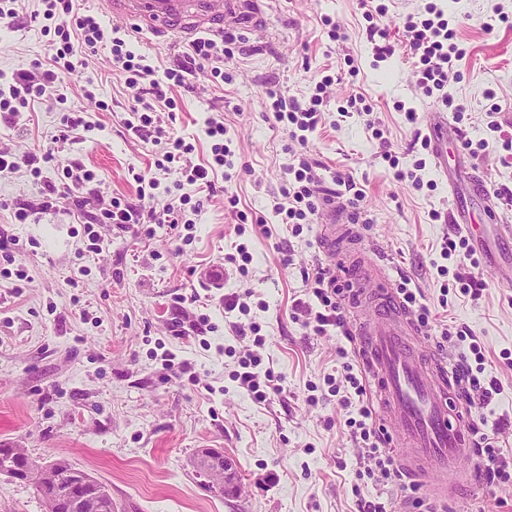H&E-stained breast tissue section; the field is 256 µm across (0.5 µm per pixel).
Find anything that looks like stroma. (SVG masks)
I'll return each instance as SVG.
<instances>
[{
	"label": "stroma",
	"instance_id": "stroma-1",
	"mask_svg": "<svg viewBox=\"0 0 512 512\" xmlns=\"http://www.w3.org/2000/svg\"><path fill=\"white\" fill-rule=\"evenodd\" d=\"M425 0H392L378 18L389 31L393 56L377 63L367 37L363 0H271L262 31H238L233 58L225 60L223 82L196 71L179 89L182 107L160 113L162 126L195 145L194 160L210 145L206 120L215 119L234 135V148L249 174L217 182L203 200L192 243L176 241L167 225L145 239L99 226L100 253L86 250L87 238L71 199L51 210L40 208L45 181L27 169L0 176V234L19 237L15 268L25 281L0 278V448L19 446L37 462L64 458L111 491L123 512H357V497L397 501L395 486L368 484L354 491L353 466L360 449L345 425L346 412L330 396L323 377L336 371L344 335L317 336L294 320L295 304L307 300L304 278L317 261L315 225L292 236L279 224L274 207L295 154L319 166L325 186L343 173L365 192L370 221L361 230L378 240L401 278L418 288L430 310L424 342L438 358L456 360L454 345H441L442 330L469 328L486 356L485 375L499 393L492 408L500 444L512 448V292L498 288L484 267L471 271L479 288L472 298L442 291L434 267L445 238L459 233L444 217L454 207H474L469 190L479 170L495 197L512 193V0H441L456 20L457 41L465 50L448 93L466 105L455 121L459 154L453 184L439 181L434 160L416 143L427 135L425 115L436 106L417 85L405 50L404 22ZM35 0H22L19 28L0 30V73L17 74L48 63L46 39L29 15ZM330 16L342 37L330 40L322 23ZM107 27L126 33L131 50L152 65L177 64L184 49L157 41L149 32L102 17ZM357 77L343 74L346 62ZM338 74L327 90V105L306 145L290 144L288 133L267 110L271 91L308 102L322 73ZM94 83V99L84 89ZM372 103L382 137H374L364 117H340L351 95ZM106 101L108 110L97 107ZM134 93L113 69L108 51L89 57L87 67L65 77L57 92L27 112L13 137L0 146L16 153L53 146L64 109L87 112L93 129L83 140L57 146V159H76L94 170L103 199L137 202L134 172L160 183L154 207L168 203L167 186L176 171L155 166V148L127 131L124 119ZM419 119L408 124L403 107ZM399 157L403 170L418 159L426 167L424 188L397 179L384 159ZM240 200L224 206L225 192ZM30 211L16 223L15 208ZM246 233L236 236L237 224ZM253 256L247 275L225 267L235 242ZM290 264H283L284 252ZM224 267V280L208 273ZM77 278L70 287L69 278ZM246 295L249 315L224 311L225 295ZM207 314L204 328L191 313ZM257 321L266 341L261 354L282 378L284 391L268 404L252 400L233 382L248 339L239 328ZM173 353L190 377L169 376L162 361ZM205 448L222 451L236 468L239 493L211 492L192 461ZM446 512H512V486L476 487L445 503ZM0 512H44L32 484L0 475Z\"/></svg>",
	"mask_w": 512,
	"mask_h": 512
}]
</instances>
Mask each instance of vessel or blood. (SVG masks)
<instances>
[{
	"mask_svg": "<svg viewBox=\"0 0 512 512\" xmlns=\"http://www.w3.org/2000/svg\"><path fill=\"white\" fill-rule=\"evenodd\" d=\"M97 4L134 27L188 43L204 32L255 30L265 22V0H97ZM429 140L440 175H448L447 113H431ZM471 189L486 202L483 216L457 208L451 212L452 223L476 252H485L494 241L512 246V225L498 216L480 175H473ZM318 229L327 268L357 280L364 295L355 347L366 371L380 382L377 397L383 427L398 438L401 461L432 496L456 494L474 481L476 464L465 426L453 408L446 363L425 355L420 332L395 291L379 244L352 236L346 216L331 200L322 205Z\"/></svg>",
	"mask_w": 512,
	"mask_h": 512,
	"instance_id": "vessel-or-blood-1",
	"label": "vessel or blood"
}]
</instances>
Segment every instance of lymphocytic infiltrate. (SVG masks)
I'll return each instance as SVG.
<instances>
[{
	"label": "lymphocytic infiltrate",
	"mask_w": 512,
	"mask_h": 512,
	"mask_svg": "<svg viewBox=\"0 0 512 512\" xmlns=\"http://www.w3.org/2000/svg\"><path fill=\"white\" fill-rule=\"evenodd\" d=\"M38 2L39 6L30 18L39 24L41 33L48 38L51 67L44 70L36 64L31 71L13 75L11 80L5 82L0 81V121L6 127H16L31 103L52 91L64 75L85 67L89 56L106 49L112 56L113 67L124 76L126 86L145 89L144 95L137 97L125 120L127 130L156 146L157 169L165 170L173 164L180 175L179 182L174 185V197L163 208L152 205L158 180L138 173L134 176L140 188L138 203L131 204L115 197L107 207L93 212L88 210L87 205L90 198L99 194L98 176L94 170L72 160L57 165L58 182L48 185L44 208L55 207L60 190L71 193L75 206L83 211L84 234L89 241L87 249L95 253L103 248V241L94 230L98 224H110L123 232L133 229L147 238L154 235L155 227L159 224L169 225L174 231L182 226L191 227L188 213H200L202 194L213 192L219 175L235 166L233 140L227 127L220 122H208L206 135L210 152L202 162H192L194 145L170 134L153 118L154 113L177 109L178 102L173 90L185 87L183 70L169 68L165 70L163 79H155V68L148 64L146 56L129 49L124 38L112 35L82 0ZM405 32V46L414 61L419 88L426 96L437 97L456 114H463L465 105L455 103L446 91L448 75L464 55L457 43L453 24L434 0H427L423 9L408 16ZM235 41V36L230 33L218 40L197 38L184 53L186 62L200 69L209 68L212 78H223L220 64L224 58L232 56ZM333 82V76H323L305 104L294 100L286 102L280 96H272L269 109L276 123L287 129L291 141L306 144L308 132L316 129L321 118L325 91ZM187 185L193 186V193H184L183 188ZM322 191V179L316 163L301 157L289 164L288 183L282 190L285 201L277 205L275 213L281 223L289 226L293 236H300L304 225L314 222L320 210ZM312 280L311 301L303 306L306 313L303 327L316 335L332 330L346 331L343 288L337 285L335 276L319 264L313 268ZM455 345L459 354L454 376L470 408L474 410L470 429L476 455L481 461V475L490 484H512V453H505L499 446L494 432L488 429L486 415L494 394L498 392V384L485 377L482 347L470 330L459 331ZM337 357L340 370L338 374L326 375L325 381L330 395L337 397L342 408L354 406L358 409L357 416L344 421L350 436L361 449L356 459L355 478L360 482L376 480L391 486L399 485L401 473L394 457L386 452L385 440L373 422L367 401L368 382L356 367L354 352L342 347L338 349ZM230 377L246 388L260 404L271 401L283 391L281 377L265 368L262 358L257 355L239 359Z\"/></svg>",
	"instance_id": "f902f5d3"
}]
</instances>
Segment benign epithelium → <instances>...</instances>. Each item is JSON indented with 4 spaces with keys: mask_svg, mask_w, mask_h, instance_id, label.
Segmentation results:
<instances>
[{
    "mask_svg": "<svg viewBox=\"0 0 512 512\" xmlns=\"http://www.w3.org/2000/svg\"><path fill=\"white\" fill-rule=\"evenodd\" d=\"M0 456L8 458L6 466L13 471L16 479L30 481L38 478L37 489L44 500L46 512H71L73 509L103 512L107 509L101 496L88 490V479L84 472L72 473L62 481L54 473V460L35 466L22 448H6Z\"/></svg>",
    "mask_w": 512,
    "mask_h": 512,
    "instance_id": "7a95c632",
    "label": "benign epithelium"
}]
</instances>
